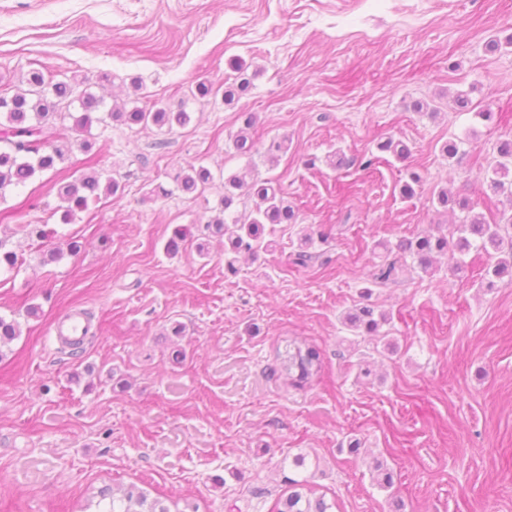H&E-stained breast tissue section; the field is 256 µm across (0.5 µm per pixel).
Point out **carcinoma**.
I'll return each mask as SVG.
<instances>
[{
  "label": "carcinoma",
  "mask_w": 512,
  "mask_h": 512,
  "mask_svg": "<svg viewBox=\"0 0 512 512\" xmlns=\"http://www.w3.org/2000/svg\"><path fill=\"white\" fill-rule=\"evenodd\" d=\"M231 69L237 73V81L224 82L226 101L233 100L236 94L245 92L249 87V81L245 78L248 71L245 62L237 60ZM26 83L29 89L24 93L0 95V200L5 198L9 189L25 184L35 174L57 171V165L71 151L73 142L64 136L63 129L57 128L56 121L71 117L72 129L86 132L94 122L93 113L100 106V100L84 95L81 97V114L74 117L72 113L63 111L64 102L75 93L74 86L48 81L39 68L28 71ZM108 116L131 129L151 125L170 131L176 127L183 128L190 121V115L185 110L175 111L158 103L136 106L130 110L114 108ZM255 122L256 116L252 113L242 121L233 136L236 151L246 154L254 149L248 131ZM287 152L286 139L273 140L264 149V155L272 167ZM497 154L488 178V188L495 195L507 194L509 207L512 208V139L502 141L497 147ZM212 180L210 169L203 165H191L180 176V185L182 190L191 193ZM119 189L118 180L112 179L103 186L94 172H83L70 182L58 183V196L63 202L61 220L70 221L75 212L87 209L89 203L98 200L100 193L114 196ZM244 196L251 200V206L241 211L238 205ZM437 203L444 209L453 204L463 213L454 230L456 239L450 241L445 235H424L405 240L398 246L401 255L381 266L374 274V280L384 283L404 271L408 256L425 272L443 259L452 263L453 270L461 271L463 261L460 256L468 253L476 244L494 259L488 273L500 277L512 269V234L509 233L512 216L502 225L491 224L483 214L474 211L468 199L452 200L444 189L438 192ZM296 218L294 207L288 203L274 179L262 178L257 173L248 179L239 173H232L224 177V197L215 214L207 221V226L213 235L224 239L225 268L235 274L238 272L240 254L255 257L264 249L266 226L292 224ZM387 321L386 314L377 316L369 306H362L346 316V323L351 328L368 336L379 335L380 324ZM321 368L319 351L306 344L296 347L295 352L288 356V363L273 368L272 372L284 375L291 386L303 388ZM96 498L99 512H170L161 500H150L135 487L118 497L105 487L98 490ZM331 508L332 505L324 500V496H315L311 487L298 481L293 482L288 492L278 499V512H329Z\"/></svg>",
  "instance_id": "cac0c4a2"
}]
</instances>
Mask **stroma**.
Instances as JSON below:
<instances>
[{
  "mask_svg": "<svg viewBox=\"0 0 512 512\" xmlns=\"http://www.w3.org/2000/svg\"><path fill=\"white\" fill-rule=\"evenodd\" d=\"M511 35L512 0H0V91L42 66L104 109L159 100L191 117L171 132L93 123L89 152L0 201V249L21 261L0 271V317L20 328L0 347V512H89L99 487L132 484L171 512H274L292 479L335 512H512V277L488 279L473 248L461 272L417 268L361 295L399 240L450 232L439 190L491 222L507 210L483 179L512 137V50L487 44ZM236 59L246 95L194 96ZM242 112L257 116L249 155L231 142ZM386 137L407 161L378 153ZM282 138L269 166L262 149ZM335 151L347 167L327 165ZM192 164L214 176L198 194L177 187ZM249 165L299 218L233 275L205 224L225 174ZM90 168L121 191L62 223L55 182ZM179 227L193 237L172 256ZM366 304L389 315L387 343L345 324ZM73 309L99 326L76 356L53 337ZM294 339L322 357L301 389L269 374Z\"/></svg>",
  "mask_w": 512,
  "mask_h": 512,
  "instance_id": "stroma-1",
  "label": "stroma"
}]
</instances>
